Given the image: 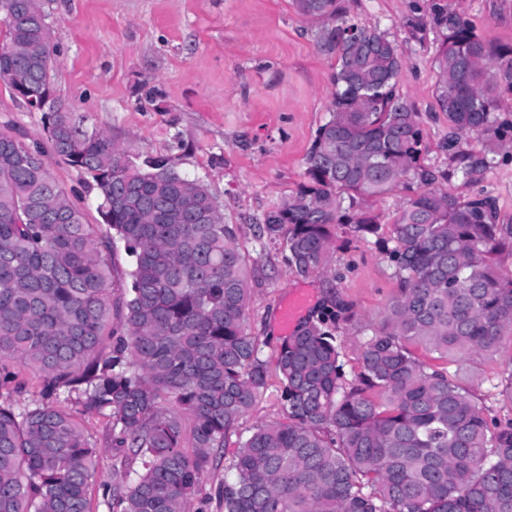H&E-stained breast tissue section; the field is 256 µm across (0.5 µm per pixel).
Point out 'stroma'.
I'll use <instances>...</instances> for the list:
<instances>
[{
	"label": "stroma",
	"mask_w": 512,
	"mask_h": 512,
	"mask_svg": "<svg viewBox=\"0 0 512 512\" xmlns=\"http://www.w3.org/2000/svg\"><path fill=\"white\" fill-rule=\"evenodd\" d=\"M449 12L467 20L493 45L512 44V0H446ZM432 0H344L350 18L387 30L404 67L399 89L420 114L425 167L448 169V119L435 95L439 41L428 19ZM51 24L56 55L51 85L63 105L90 132L103 131L130 161L170 156L179 172L202 183L217 199L225 223L237 228L246 259L250 300L246 331L259 345L266 386L237 423L256 426L283 420L276 358L287 334L281 308L300 292L311 296L301 321L336 313L328 327L343 354L347 377L361 370L360 347L382 320L396 292L385 251L374 241L338 234L327 270L308 277L288 267L283 240L261 235L265 214L305 180L306 155L319 125L329 117L335 60L317 46V23L297 14L292 0H40ZM0 131L45 147L41 113L31 111L0 84ZM45 165L97 224V191L86 173L47 151ZM445 188L464 198L491 195L499 221L512 224V148L499 152L483 177ZM512 368V343L495 354L449 363L487 421L512 422V404L498 384ZM86 435L101 446L89 486L91 512H109L105 486L117 483L106 450L107 418L82 417ZM237 449L228 441L203 472L188 512H219L211 501L228 478L224 459Z\"/></svg>",
	"instance_id": "stroma-1"
}]
</instances>
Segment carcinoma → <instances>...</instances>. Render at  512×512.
<instances>
[{
  "label": "carcinoma",
  "mask_w": 512,
  "mask_h": 512,
  "mask_svg": "<svg viewBox=\"0 0 512 512\" xmlns=\"http://www.w3.org/2000/svg\"><path fill=\"white\" fill-rule=\"evenodd\" d=\"M0 83L26 85L50 149L87 173L104 227L84 223L44 165L41 147L0 132V388L17 367L43 380V402L0 403V512H90L100 448L80 415L108 418L107 444L141 464L127 486L106 487L109 512H187L211 453L226 447L266 384L245 329L250 294L236 228L175 159L131 162L103 132L56 111L54 55L38 0H5ZM320 22L319 51L336 58L329 119L305 181L268 211L262 232L283 238L288 267L327 268L341 227L385 245L397 292L345 376L336 336L306 322L280 347L287 421L261 425L228 458L224 512H512V422L489 426L440 359L497 352L512 341V225L495 199L464 200L423 165L419 112L400 93L399 45L351 22L341 0H293ZM440 46L436 99L453 135L452 176L470 182L506 147L495 112L512 98V44L493 46L448 6L433 3ZM423 189L383 236L371 203L408 176ZM129 257L126 283L112 254ZM76 395L60 406V396ZM195 451L182 448V416Z\"/></svg>",
  "instance_id": "cac0c4a2"
}]
</instances>
